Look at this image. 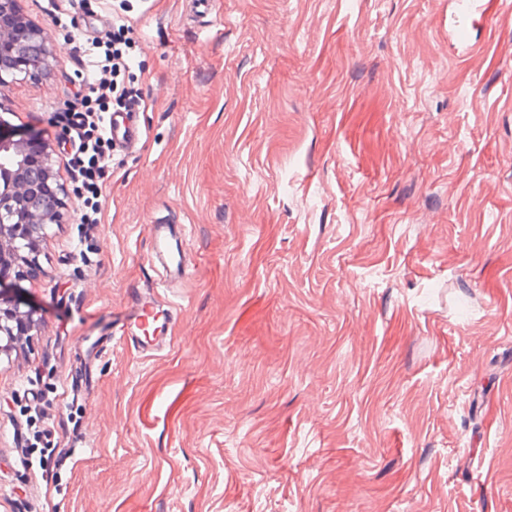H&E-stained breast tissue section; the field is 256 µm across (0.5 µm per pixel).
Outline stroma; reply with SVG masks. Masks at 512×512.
<instances>
[{
    "mask_svg": "<svg viewBox=\"0 0 512 512\" xmlns=\"http://www.w3.org/2000/svg\"><path fill=\"white\" fill-rule=\"evenodd\" d=\"M475 2L461 42L460 0H211L205 28L190 0H19L71 50L0 87V126L59 184L56 115L123 5L146 103L100 224L70 198L0 277L41 315L0 354V512H512V0ZM154 222L190 267L144 358L110 333Z\"/></svg>",
    "mask_w": 512,
    "mask_h": 512,
    "instance_id": "1",
    "label": "stroma"
}]
</instances>
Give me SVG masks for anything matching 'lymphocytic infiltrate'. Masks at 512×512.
<instances>
[{"label":"lymphocytic infiltrate","mask_w":512,"mask_h":512,"mask_svg":"<svg viewBox=\"0 0 512 512\" xmlns=\"http://www.w3.org/2000/svg\"><path fill=\"white\" fill-rule=\"evenodd\" d=\"M129 31L127 19L119 16L113 18L106 38L90 42L87 51L95 60L90 91L75 99L61 115L76 147L69 163L85 192L83 221L91 226L98 222L99 198L111 176L110 108L116 105L130 110L144 102L140 89L128 79L137 61V45Z\"/></svg>","instance_id":"1"}]
</instances>
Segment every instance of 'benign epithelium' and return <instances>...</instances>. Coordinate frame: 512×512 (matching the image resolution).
I'll use <instances>...</instances> for the list:
<instances>
[{
    "mask_svg": "<svg viewBox=\"0 0 512 512\" xmlns=\"http://www.w3.org/2000/svg\"><path fill=\"white\" fill-rule=\"evenodd\" d=\"M12 14L14 24H0V86L24 74L35 76L57 55L51 35L20 16L18 0H0V15ZM30 139L0 132V265L19 267L36 259L37 245L48 224L64 218L63 189L53 172V150L45 145L34 155ZM37 327L36 311L20 310L14 298L0 291V353L23 332Z\"/></svg>",
    "mask_w": 512,
    "mask_h": 512,
    "instance_id": "1",
    "label": "benign epithelium"
}]
</instances>
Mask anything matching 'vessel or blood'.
<instances>
[{"label": "vessel or blood", "instance_id": "vessel-or-blood-1", "mask_svg": "<svg viewBox=\"0 0 512 512\" xmlns=\"http://www.w3.org/2000/svg\"><path fill=\"white\" fill-rule=\"evenodd\" d=\"M142 135L137 115L133 112L112 116V144L128 150L135 147ZM151 249L149 264L157 265L162 285L183 281L186 272V231L163 223L149 227ZM157 288L136 289L131 302L120 319L122 341L142 356L149 357L168 345L169 310L163 309Z\"/></svg>", "mask_w": 512, "mask_h": 512}]
</instances>
